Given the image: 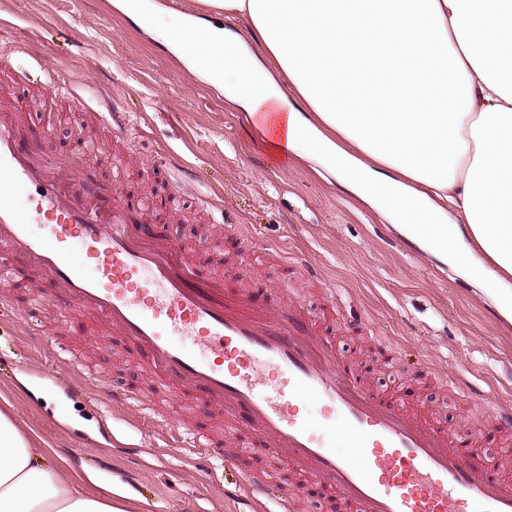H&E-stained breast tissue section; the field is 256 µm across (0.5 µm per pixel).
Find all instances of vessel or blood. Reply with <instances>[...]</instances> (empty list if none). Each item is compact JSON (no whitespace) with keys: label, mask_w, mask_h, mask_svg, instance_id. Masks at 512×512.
Here are the masks:
<instances>
[{"label":"vessel or blood","mask_w":512,"mask_h":512,"mask_svg":"<svg viewBox=\"0 0 512 512\" xmlns=\"http://www.w3.org/2000/svg\"><path fill=\"white\" fill-rule=\"evenodd\" d=\"M25 112L0 98V253L23 256L63 310L93 314L123 336L167 389L247 428L250 444L234 431L225 438L236 455L250 446L279 454L334 489L345 512H512V478L485 465L475 435L367 389L359 364L336 357L307 313L229 287L179 242L159 237L153 223L172 216L173 196L100 191L48 138L27 139ZM36 220L43 233L32 232ZM312 400L345 454L305 414ZM163 438L197 460L213 451L191 428ZM225 495L250 512L271 501L294 512L261 475H239Z\"/></svg>","instance_id":"1"}]
</instances>
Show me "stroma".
I'll return each mask as SVG.
<instances>
[{
    "instance_id": "1",
    "label": "stroma",
    "mask_w": 512,
    "mask_h": 512,
    "mask_svg": "<svg viewBox=\"0 0 512 512\" xmlns=\"http://www.w3.org/2000/svg\"><path fill=\"white\" fill-rule=\"evenodd\" d=\"M0 44L13 63L0 73V93L33 100L32 128L63 145L64 159H78L69 145L79 133L100 146L88 174L102 189L119 179L144 191L179 189L184 208L160 226L163 237L185 241L200 263L238 286L260 281L286 302L324 309L322 332L334 337L339 354L374 363L373 385H412L415 404L440 416L449 432L463 428L492 439L486 409L512 405V324L397 225L303 163L272 157L223 94L196 83L109 0H0ZM73 95L90 113L79 128L67 110ZM108 101L126 114L122 134L99 118ZM187 167L195 178H183ZM230 224L247 226L253 243L265 247L264 264L239 259ZM290 261L303 271L287 269ZM13 263V302L0 308V411L15 405L25 427L72 469L123 483L128 512H232L224 478L239 468L278 472L279 490L296 498V512H336L333 500L301 493L275 454L199 465L163 440L142 442L141 429L152 426L144 406L113 410L112 434L104 436L103 405L66 392L62 364L39 356L25 324L44 329L63 353L93 363L98 384L133 385L148 394L152 378L122 337H90L99 319L63 312L52 301L28 308L29 289L42 281L22 257ZM388 344L402 353L391 369L382 364ZM424 365L436 371L432 381L421 379ZM164 415L186 420L211 441L224 439L223 415L205 403L186 416L172 403Z\"/></svg>"
}]
</instances>
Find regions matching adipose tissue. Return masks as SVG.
<instances>
[{"label": "adipose tissue", "instance_id": "adipose-tissue-1", "mask_svg": "<svg viewBox=\"0 0 512 512\" xmlns=\"http://www.w3.org/2000/svg\"><path fill=\"white\" fill-rule=\"evenodd\" d=\"M249 35L153 4L114 6L278 157L397 225L512 324V0H201ZM120 483L0 412V512H124Z\"/></svg>", "mask_w": 512, "mask_h": 512}]
</instances>
